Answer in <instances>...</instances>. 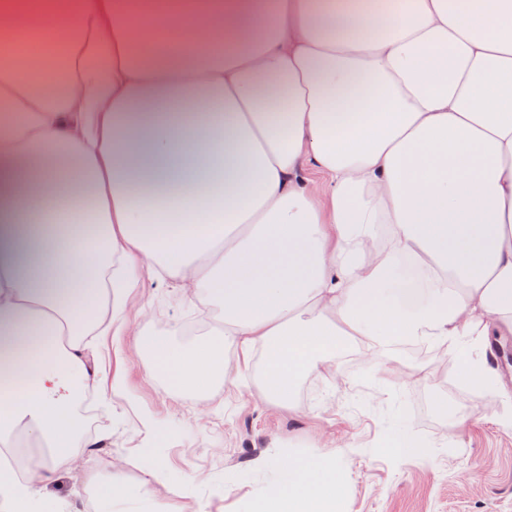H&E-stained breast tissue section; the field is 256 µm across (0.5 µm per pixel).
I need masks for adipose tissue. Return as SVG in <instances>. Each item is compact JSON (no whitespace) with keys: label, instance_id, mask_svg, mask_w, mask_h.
<instances>
[{"label":"adipose tissue","instance_id":"1","mask_svg":"<svg viewBox=\"0 0 512 512\" xmlns=\"http://www.w3.org/2000/svg\"><path fill=\"white\" fill-rule=\"evenodd\" d=\"M0 56V446L43 451L0 512H55L142 279L222 311L138 347L201 406L259 348L280 404L349 342L512 335V0H0ZM340 455L262 458L256 512H341Z\"/></svg>","mask_w":512,"mask_h":512}]
</instances>
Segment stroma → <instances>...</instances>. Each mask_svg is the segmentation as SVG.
I'll use <instances>...</instances> for the list:
<instances>
[{
    "label": "stroma",
    "mask_w": 512,
    "mask_h": 512,
    "mask_svg": "<svg viewBox=\"0 0 512 512\" xmlns=\"http://www.w3.org/2000/svg\"><path fill=\"white\" fill-rule=\"evenodd\" d=\"M134 304H146L152 333L170 334L180 348L206 344L183 327L204 317L175 288L143 282ZM135 332L100 339L101 387L93 398L87 431L99 439L45 493L61 512H85L86 474H119L131 484L150 468L163 479L145 496L117 499L112 512H249L272 483L258 458L280 449L305 451L315 440L347 442L342 512H512V364L493 370L497 392L475 384L448 387L425 377L436 357L398 354L389 366L336 361L335 373H314L315 385L298 390L293 405H271L253 372L218 387L205 413L159 376L153 358L139 355ZM445 399L438 407L437 399ZM151 415L166 436L150 444L139 420ZM404 430L427 447L426 455L398 460L379 450L389 429ZM239 482L225 488L224 474Z\"/></svg>",
    "instance_id": "stroma-1"
}]
</instances>
